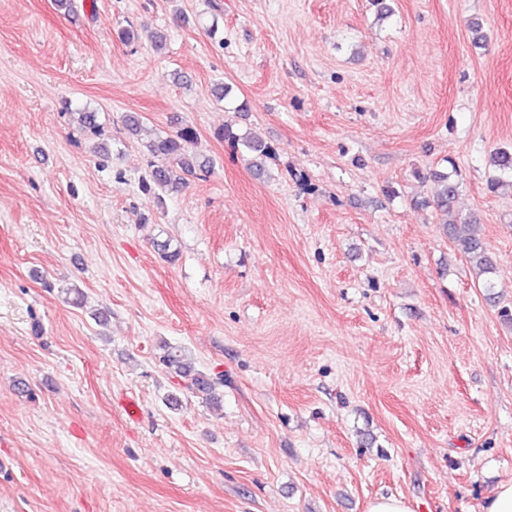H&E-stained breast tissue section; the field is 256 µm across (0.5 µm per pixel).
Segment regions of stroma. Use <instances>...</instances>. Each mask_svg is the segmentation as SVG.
Masks as SVG:
<instances>
[{
    "label": "stroma",
    "mask_w": 512,
    "mask_h": 512,
    "mask_svg": "<svg viewBox=\"0 0 512 512\" xmlns=\"http://www.w3.org/2000/svg\"><path fill=\"white\" fill-rule=\"evenodd\" d=\"M384 2L0 0V512H483L512 481V324L413 205L456 172L511 304L512 188L487 178L512 148V0ZM143 23L163 51L118 39ZM126 112L192 127L212 172L143 193ZM226 124L271 145L266 174ZM163 341L223 371L222 411L180 393Z\"/></svg>",
    "instance_id": "obj_1"
}]
</instances>
